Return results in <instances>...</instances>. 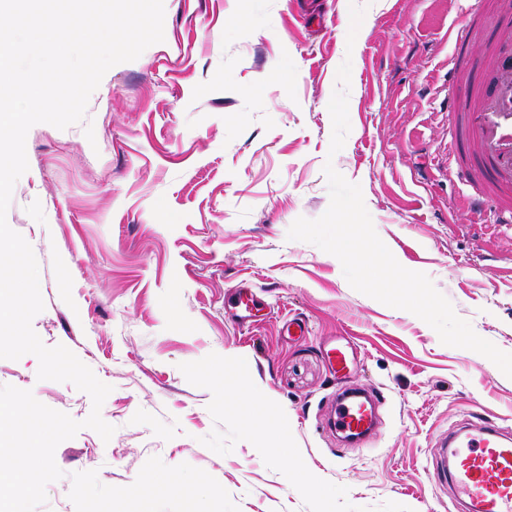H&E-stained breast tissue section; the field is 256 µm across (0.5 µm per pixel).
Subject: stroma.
Returning <instances> with one entry per match:
<instances>
[{"mask_svg":"<svg viewBox=\"0 0 512 512\" xmlns=\"http://www.w3.org/2000/svg\"><path fill=\"white\" fill-rule=\"evenodd\" d=\"M467 7L371 0L351 43L349 0H164L163 42L110 68L81 122L29 130L7 222L38 262L32 326L111 385L115 428L57 447L63 476L36 512H461L439 440L486 414L512 432V378L287 232L326 211L333 164L396 260L512 353V223H474L464 199L483 186L451 135L448 71L473 77L492 36ZM346 60L351 129L333 155ZM244 281L261 300L250 327L224 313ZM38 367L0 359V385L85 420L90 396ZM224 385L247 398L224 403ZM347 388L384 399L360 445L333 425Z\"/></svg>","mask_w":512,"mask_h":512,"instance_id":"1","label":"stroma"}]
</instances>
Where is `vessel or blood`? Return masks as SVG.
Returning <instances> with one entry per match:
<instances>
[{"label":"vessel or blood","mask_w":512,"mask_h":512,"mask_svg":"<svg viewBox=\"0 0 512 512\" xmlns=\"http://www.w3.org/2000/svg\"><path fill=\"white\" fill-rule=\"evenodd\" d=\"M494 31L490 65L481 66L478 79L463 84L450 79L448 109L466 142L467 167L491 187L474 199V207L491 202L498 216L512 217V16L496 18ZM259 303L252 288L242 285L228 313L238 324H247ZM375 421L367 397L347 393L336 405L334 424L347 440L364 438ZM475 429L471 437L454 434L443 441L454 459L449 478L455 500L468 512H512V435L485 420Z\"/></svg>","instance_id":"obj_1"}]
</instances>
